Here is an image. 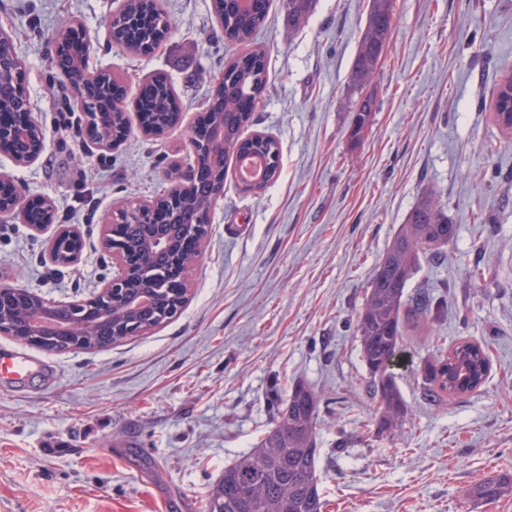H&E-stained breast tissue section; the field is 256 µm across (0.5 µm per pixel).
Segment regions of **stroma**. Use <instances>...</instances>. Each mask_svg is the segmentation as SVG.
<instances>
[{"label": "stroma", "mask_w": 512, "mask_h": 512, "mask_svg": "<svg viewBox=\"0 0 512 512\" xmlns=\"http://www.w3.org/2000/svg\"><path fill=\"white\" fill-rule=\"evenodd\" d=\"M395 28L368 88L376 110L350 136L352 68L370 0H316L289 30L278 0L245 43L225 39L213 0H164L168 34L150 52L112 41L124 0H0V29L25 63L38 160L0 174L50 200L84 251L51 263L46 237L0 223V283L82 301L112 276L106 221L170 186L194 162L190 134L225 64L265 53L253 130L275 136L278 179L244 191L228 173L189 298L147 334L91 351L7 350L53 368L49 382L0 385V512H203L227 464L269 426L272 399L304 380L323 400L317 427L325 512H468L463 492L512 472V135L493 113L512 76V0H393ZM88 35L89 71L116 76L129 132L115 150L87 136L55 61L66 27ZM174 89L180 113L160 136L138 120L139 90ZM458 226L423 257L406 290L437 313L405 322L392 372L410 408L398 439L377 436L378 401L355 336L370 277L423 189ZM486 344L480 390L435 405L424 365L442 348Z\"/></svg>", "instance_id": "stroma-1"}]
</instances>
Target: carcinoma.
<instances>
[{
	"label": "carcinoma",
	"instance_id": "carcinoma-1",
	"mask_svg": "<svg viewBox=\"0 0 512 512\" xmlns=\"http://www.w3.org/2000/svg\"><path fill=\"white\" fill-rule=\"evenodd\" d=\"M281 2L290 28L303 26L315 4V0ZM214 7L221 19L224 38L232 42L248 41L265 23L266 12L243 11L236 5V0H214ZM123 17L122 23L112 27V39L135 51L151 44L161 27L166 25L160 0H153L149 6L145 0H126ZM393 22V0H370L367 23L353 65L356 89H363L372 78L376 58L391 40ZM266 84L261 50L256 49L231 64L230 76L223 86L214 90V97L222 100L223 107L211 116V124L224 125V155L213 164L208 155H199L210 178L184 197L182 206L200 209L212 195L224 189L227 162L232 155L237 159L253 155L265 162V182L250 187L252 191L262 189L278 177L281 150L277 139L263 132L245 134L252 123L254 103ZM375 104L372 92L358 96L352 116V135L359 136L370 124ZM23 109L25 106L15 85H1L0 112ZM179 111L172 87L163 80H155L150 85L146 107L148 124L165 130L174 124ZM127 128L125 111L117 105L112 109V126L97 132V138L106 143L126 135ZM124 233L127 246L140 255L147 268L160 271L180 261L184 271H190L191 261L180 249L159 251L155 247V240L159 238L178 241L180 227L128 224ZM456 235L457 225L449 221L445 208L429 192H423L376 267L365 301L357 313L355 335L370 375V387L378 397L375 426L381 436L395 437L409 415V407L395 377L381 368L394 361L400 349L404 321L418 319L432 307V301L424 296L405 298V289L417 272L420 256L441 254ZM156 296L169 319L182 307L181 297L162 291ZM112 319L124 325L136 321L144 333L162 323L153 309L133 315L119 304L112 309ZM489 370L490 359L485 346L460 342L448 351V355L425 365V395L435 401L447 395H467L481 388ZM321 411V395L300 380L293 382L286 397L273 407L271 427L257 445L224 467V475L208 494L205 512H323L325 502L320 490L316 439ZM466 495L475 509L512 495V472L490 473L474 483Z\"/></svg>",
	"mask_w": 512,
	"mask_h": 512
}]
</instances>
